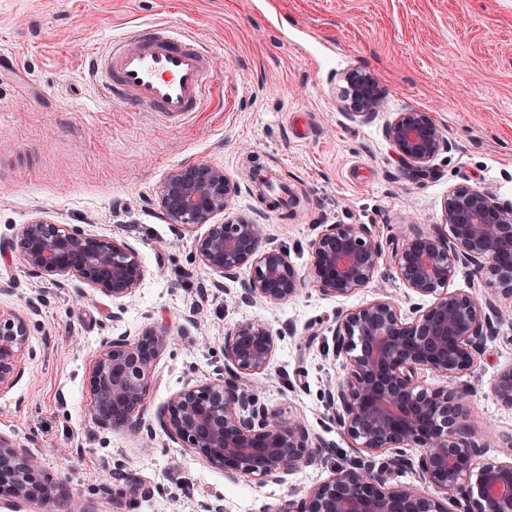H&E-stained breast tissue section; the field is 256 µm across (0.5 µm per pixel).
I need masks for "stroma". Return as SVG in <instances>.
Masks as SVG:
<instances>
[{
	"mask_svg": "<svg viewBox=\"0 0 512 512\" xmlns=\"http://www.w3.org/2000/svg\"><path fill=\"white\" fill-rule=\"evenodd\" d=\"M149 22L204 43L224 85L223 99L182 127L113 105L83 67L113 35ZM0 49L17 60L0 70V313L27 326L19 374L0 391V436L28 449L50 488L46 498L0 502V512H68L74 501L85 512L275 510L353 459L323 391L348 373L333 354L337 320L373 300L375 288L348 297L307 288L281 305L240 304L249 269L218 287L196 250L208 226L175 233L159 191L180 167H222L241 186L228 215L264 224L300 268L317 225H367L384 249L378 277L409 310L420 298L405 296L390 256L400 229L440 223L448 191L459 186L512 203V0H0ZM354 70L385 93L373 120L350 118L342 106L344 76ZM417 110L434 116L454 148L414 176L385 125ZM253 168L275 170L295 188L293 214L261 202ZM37 217L126 241L147 269L143 284L116 302L75 277L53 285L17 246ZM246 321L280 337L268 370L242 384L275 416L300 419L320 447L317 463L283 486L225 478L172 441L159 419L186 385L228 373L224 339ZM152 326L165 327L170 343L150 377L140 433L95 423L88 376L102 342L133 341ZM510 367L506 321L472 372L418 375L429 388L468 390L467 423L475 440L489 441L493 460L512 457V407L492 392Z\"/></svg>",
	"mask_w": 512,
	"mask_h": 512,
	"instance_id": "35a3bbf8",
	"label": "stroma"
}]
</instances>
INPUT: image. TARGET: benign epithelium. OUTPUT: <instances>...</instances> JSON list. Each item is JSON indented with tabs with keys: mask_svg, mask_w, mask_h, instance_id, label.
Segmentation results:
<instances>
[{
	"mask_svg": "<svg viewBox=\"0 0 512 512\" xmlns=\"http://www.w3.org/2000/svg\"><path fill=\"white\" fill-rule=\"evenodd\" d=\"M346 80L348 116L378 115L384 94L375 79L356 70ZM385 135L409 171H427L441 152L453 149L429 112L397 114ZM239 190L223 168L196 163L167 176L160 205L178 231L209 225L197 243L206 268L232 282L241 269H250L241 301L278 305L307 287L348 297L375 282L383 249L365 224L321 225L309 245L310 261L301 269L258 220L210 223L230 209ZM19 247L28 268L53 277L56 285L76 276L115 301L129 297L147 274L127 242L44 219L23 226ZM511 253L512 207L478 186L450 190L442 223L402 235L392 251L398 278L413 294L431 298L430 304L412 307L408 316L395 298L384 295L347 313L333 328V353L349 356V372L324 396L336 425L368 459L335 468L279 512H512V460L482 459L489 444L477 442L468 430V391L428 388L418 381L421 370L455 378L474 367L494 321L505 312L489 298L448 291V283L459 265H468L486 275V287L512 298V261L504 259ZM25 338L24 322L0 313V388L18 375L16 353ZM277 339L266 325L244 322L225 338L224 356L243 375L261 374ZM169 341L166 331L148 328L134 342L124 336L104 342L89 377L90 418L139 431L148 379ZM493 393L512 406V367L497 376ZM162 416L172 439L228 478L241 473L261 483L286 484L301 466L316 461V444L301 421L274 417L251 388L235 381L188 385L169 400ZM407 449L419 451L417 460L405 457ZM390 450L392 464L414 467L440 496L387 483L386 470L374 471L370 458ZM37 492L46 496L50 489L41 485L26 449L0 437V497L28 500Z\"/></svg>",
	"mask_w": 512,
	"mask_h": 512,
	"instance_id": "benign-epithelium-1",
	"label": "benign epithelium"
}]
</instances>
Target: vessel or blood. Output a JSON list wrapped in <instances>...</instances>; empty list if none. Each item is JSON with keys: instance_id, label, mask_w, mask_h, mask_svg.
<instances>
[{"instance_id": "vessel-or-blood-1", "label": "vessel or blood", "mask_w": 512, "mask_h": 512, "mask_svg": "<svg viewBox=\"0 0 512 512\" xmlns=\"http://www.w3.org/2000/svg\"><path fill=\"white\" fill-rule=\"evenodd\" d=\"M103 94L114 104L181 122L204 111L217 92L211 51L190 33L147 23L114 36L88 56Z\"/></svg>"}]
</instances>
